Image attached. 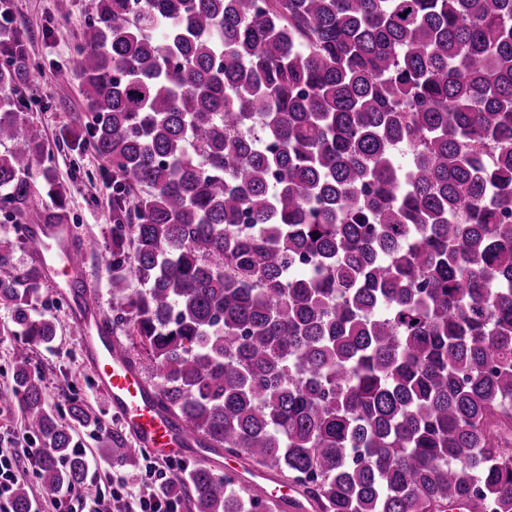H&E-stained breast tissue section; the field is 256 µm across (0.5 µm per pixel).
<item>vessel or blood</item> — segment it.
<instances>
[{"instance_id": "obj_1", "label": "vessel or blood", "mask_w": 512, "mask_h": 512, "mask_svg": "<svg viewBox=\"0 0 512 512\" xmlns=\"http://www.w3.org/2000/svg\"><path fill=\"white\" fill-rule=\"evenodd\" d=\"M28 242L49 280L80 275L90 249L88 242H74L63 224L31 225ZM73 307L84 359L98 391L119 417L132 448L159 458L198 456V436L160 405L156 389L146 384L141 369L126 360L110 334L101 331L95 303L80 298Z\"/></svg>"}]
</instances>
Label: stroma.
I'll use <instances>...</instances> for the list:
<instances>
[{
	"label": "stroma",
	"mask_w": 512,
	"mask_h": 512,
	"mask_svg": "<svg viewBox=\"0 0 512 512\" xmlns=\"http://www.w3.org/2000/svg\"><path fill=\"white\" fill-rule=\"evenodd\" d=\"M18 26L28 35L29 54L38 77L27 89L33 98L31 119L51 153L55 177L68 189L67 202L79 224L81 239L105 242L112 226V183L107 163L93 152L76 154L61 142L67 131L84 127L87 106L76 70V47L82 43L93 15L92 0H70L67 13H59L57 0H11ZM68 68L59 80V68ZM64 280L45 281L34 301L35 315L54 321L57 336L51 347L34 351L35 360L50 376L48 401L58 418H65L71 397L82 398L100 415L107 429L120 425L96 390L83 361L72 314L60 291Z\"/></svg>",
	"instance_id": "stroma-1"
}]
</instances>
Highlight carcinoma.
I'll return each mask as SVG.
<instances>
[{
    "instance_id": "carcinoma-1",
    "label": "carcinoma",
    "mask_w": 512,
    "mask_h": 512,
    "mask_svg": "<svg viewBox=\"0 0 512 512\" xmlns=\"http://www.w3.org/2000/svg\"><path fill=\"white\" fill-rule=\"evenodd\" d=\"M26 43L0 0V335L23 337L0 407L48 448L52 499L104 424L47 403L56 326L40 266L13 264L22 225L71 223L34 169ZM78 72L64 140L112 167L104 326L164 409L315 512H512V0H97ZM165 492L280 512L200 460Z\"/></svg>"
}]
</instances>
